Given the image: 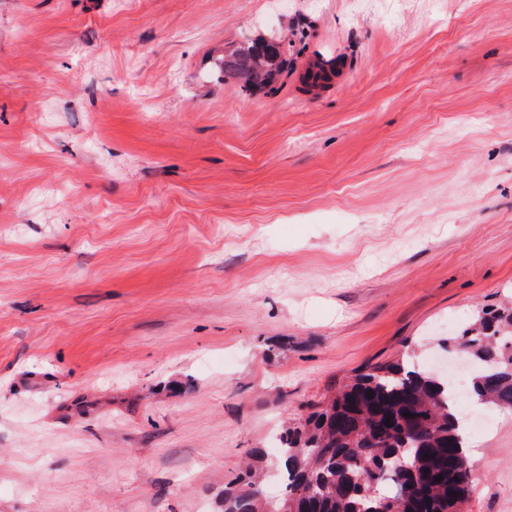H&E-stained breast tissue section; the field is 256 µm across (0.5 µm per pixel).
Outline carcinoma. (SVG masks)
<instances>
[{
	"instance_id": "1",
	"label": "carcinoma",
	"mask_w": 512,
	"mask_h": 512,
	"mask_svg": "<svg viewBox=\"0 0 512 512\" xmlns=\"http://www.w3.org/2000/svg\"><path fill=\"white\" fill-rule=\"evenodd\" d=\"M286 70L276 40H247L224 59V76L250 88ZM332 74L316 61L304 79L317 87ZM444 345L476 367L472 400L512 409V307L479 313ZM450 396L448 378L426 368L391 362L355 374L329 403L284 429L285 493L265 498L261 477L249 468L242 487L224 493L222 512H377L382 499L397 497L412 512H455L472 472L463 463L469 447Z\"/></svg>"
}]
</instances>
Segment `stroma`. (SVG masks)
I'll list each match as a JSON object with an SVG mask.
<instances>
[{
    "label": "stroma",
    "instance_id": "stroma-1",
    "mask_svg": "<svg viewBox=\"0 0 512 512\" xmlns=\"http://www.w3.org/2000/svg\"><path fill=\"white\" fill-rule=\"evenodd\" d=\"M510 303L512 0H0V512H218L258 449L280 497L285 420ZM286 70V51L276 40H247L224 58V77L239 80L250 88L267 86Z\"/></svg>",
    "mask_w": 512,
    "mask_h": 512
}]
</instances>
